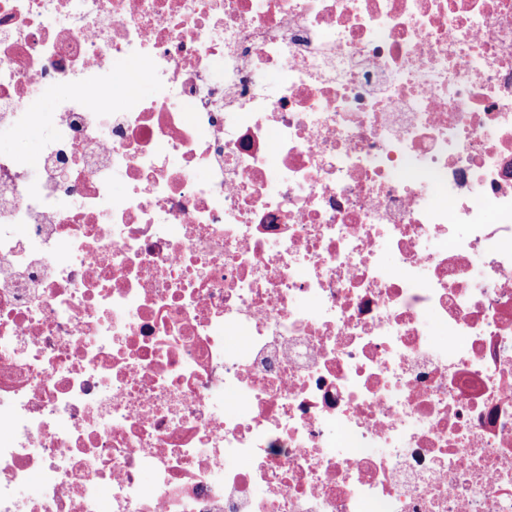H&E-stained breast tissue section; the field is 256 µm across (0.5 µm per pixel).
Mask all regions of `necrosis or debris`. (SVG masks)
I'll return each mask as SVG.
<instances>
[{
  "label": "necrosis or debris",
  "mask_w": 512,
  "mask_h": 512,
  "mask_svg": "<svg viewBox=\"0 0 512 512\" xmlns=\"http://www.w3.org/2000/svg\"><path fill=\"white\" fill-rule=\"evenodd\" d=\"M0 128V512H512V0H0ZM38 147L37 134L19 138L14 134L0 133V152L13 153L22 159H27L37 151Z\"/></svg>",
  "instance_id": "4bbe7bcc"
}]
</instances>
